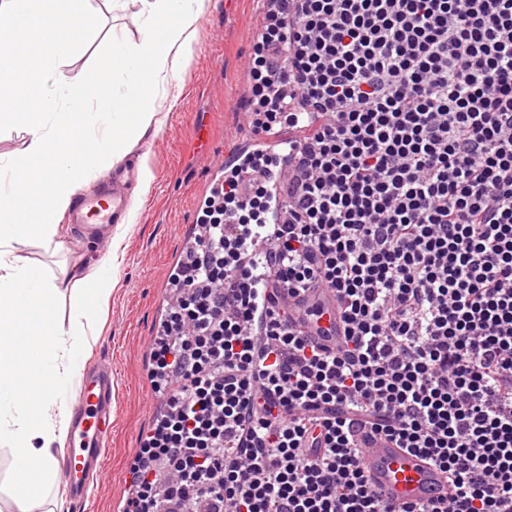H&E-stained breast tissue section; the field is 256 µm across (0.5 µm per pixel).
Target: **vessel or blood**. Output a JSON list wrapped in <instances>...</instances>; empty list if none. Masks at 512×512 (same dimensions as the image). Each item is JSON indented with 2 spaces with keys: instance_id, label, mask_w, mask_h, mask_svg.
<instances>
[{
  "instance_id": "1",
  "label": "vessel or blood",
  "mask_w": 512,
  "mask_h": 512,
  "mask_svg": "<svg viewBox=\"0 0 512 512\" xmlns=\"http://www.w3.org/2000/svg\"><path fill=\"white\" fill-rule=\"evenodd\" d=\"M137 185L133 168L118 171L93 189L80 193L67 217L82 233L105 238L106 229L121 217ZM288 320L311 342L336 350L342 334L336 295L327 288L287 297ZM118 384L112 366L94 362L69 404L66 453L61 468L70 500L84 506L91 498V482L99 471L112 435V410ZM363 467L376 492L398 503L437 501L448 494L444 473L421 455L397 448L382 438L369 439Z\"/></svg>"
}]
</instances>
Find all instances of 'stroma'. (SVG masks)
<instances>
[{"label":"stroma","instance_id":"1","mask_svg":"<svg viewBox=\"0 0 512 512\" xmlns=\"http://www.w3.org/2000/svg\"><path fill=\"white\" fill-rule=\"evenodd\" d=\"M82 4L96 13L94 27L82 53L64 60L56 72L58 81L81 87L112 67L113 37L138 40L143 21L138 0H120L113 9L102 8L99 0ZM263 23L256 0H206L197 22L195 50L172 73L181 94L173 105L157 101L166 121L133 150L135 156L146 157L154 180L148 192L135 196L137 213L120 245L118 282L89 353L90 361L111 363L120 388L112 439L87 512H123L139 437L156 418L157 399L148 378L149 346L165 306L176 296L169 275L195 237L213 169L237 141L249 136L240 104L249 94L246 64ZM20 256L24 262L77 277L104 259L97 243L68 230L58 251L35 242Z\"/></svg>","mask_w":512,"mask_h":512}]
</instances>
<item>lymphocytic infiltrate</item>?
Instances as JSON below:
<instances>
[{
    "label": "lymphocytic infiltrate",
    "instance_id": "lymphocytic-infiltrate-1",
    "mask_svg": "<svg viewBox=\"0 0 512 512\" xmlns=\"http://www.w3.org/2000/svg\"><path fill=\"white\" fill-rule=\"evenodd\" d=\"M253 134L150 349L124 512H512V0H271ZM335 292L328 352L263 289ZM438 466L381 499L365 436Z\"/></svg>",
    "mask_w": 512,
    "mask_h": 512
}]
</instances>
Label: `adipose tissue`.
<instances>
[{
  "instance_id": "ef3b65f1",
  "label": "adipose tissue",
  "mask_w": 512,
  "mask_h": 512,
  "mask_svg": "<svg viewBox=\"0 0 512 512\" xmlns=\"http://www.w3.org/2000/svg\"><path fill=\"white\" fill-rule=\"evenodd\" d=\"M144 31L139 40L113 43L111 70L95 80L96 95L49 83L62 62L58 47L74 55L92 18L72 0H0V14L16 27L8 43L24 60L22 76L0 69V135L25 122L33 137L25 154L10 160L0 179V446L10 450L16 470H32L36 485L51 490L56 447L67 429L65 400L79 386L87 354L97 336V318L108 305L119 276L117 260L69 278L47 275L21 262L31 241L58 244L60 220L80 187L130 152V140L160 130L165 118L139 103L144 89L167 93L171 66L192 55L196 22L205 0H140ZM98 144V158L78 157L82 141ZM70 301L69 317L58 308ZM31 344L19 349L17 337ZM36 399H22L27 387Z\"/></svg>"
}]
</instances>
